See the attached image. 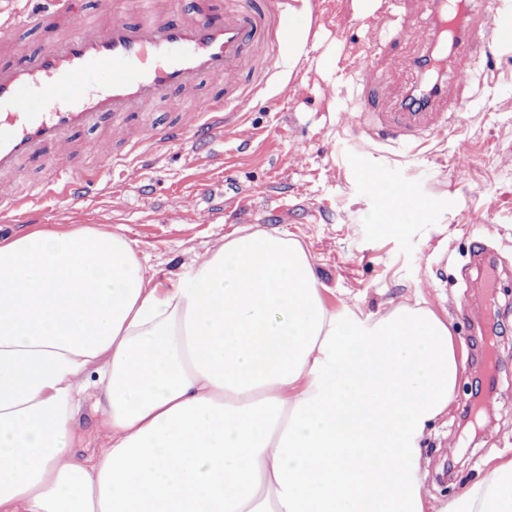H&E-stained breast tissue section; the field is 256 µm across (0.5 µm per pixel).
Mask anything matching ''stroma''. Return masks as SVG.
Instances as JSON below:
<instances>
[{
  "label": "stroma",
  "instance_id": "obj_1",
  "mask_svg": "<svg viewBox=\"0 0 512 512\" xmlns=\"http://www.w3.org/2000/svg\"><path fill=\"white\" fill-rule=\"evenodd\" d=\"M364 2L311 0L307 58L296 68L286 66V44L272 34L261 39L276 71L246 117L254 132L249 147L230 136L176 146L149 161L136 183L81 151L76 166L100 171L99 191L45 203L35 227L53 234L96 224L124 234L148 265L171 278L236 229L285 231L304 246L329 306L349 307L364 319L398 303L427 304L465 351L454 400L422 441V493L436 502L483 476L488 458L512 454V48L478 59L465 85H449V98L471 111L457 131L409 146L378 142L346 122L357 94L352 69L373 57L387 96L404 95L412 77L392 58L425 48L431 6L405 0L397 49L375 52L367 33L376 18ZM189 105L167 93L124 120L121 133L107 119L73 142L108 134L118 149L137 123L169 122ZM364 165L386 170L393 189L419 199L420 210L401 229L378 222L377 196L360 177ZM201 182L208 191L199 196ZM485 247L500 273L493 288L480 287L470 267ZM94 400L87 389L77 417L85 454L110 445Z\"/></svg>",
  "mask_w": 512,
  "mask_h": 512
}]
</instances>
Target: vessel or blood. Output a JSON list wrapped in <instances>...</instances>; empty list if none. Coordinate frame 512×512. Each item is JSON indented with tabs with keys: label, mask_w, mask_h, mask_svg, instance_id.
<instances>
[{
	"label": "vessel or blood",
	"mask_w": 512,
	"mask_h": 512,
	"mask_svg": "<svg viewBox=\"0 0 512 512\" xmlns=\"http://www.w3.org/2000/svg\"><path fill=\"white\" fill-rule=\"evenodd\" d=\"M291 3L265 0L257 9L231 0L220 19L188 15L174 21L167 0H140L137 16L116 12L105 26L80 18L76 0L0 4L1 36H14L43 11L69 27L41 51L19 50L14 61L0 65V222L30 223L42 198L82 199L95 190L99 174L79 171L71 163L75 131L107 117H129L164 93L190 92L204 78L222 88V95L184 111L172 123L139 124L131 155L144 158L187 142L220 140L228 133L249 144L253 133L245 117L259 88L242 86L243 66L264 29H272L283 42L293 36ZM432 24L433 38L424 54L394 60L396 67L418 76L400 103L384 97L382 73L364 61L356 120L369 136L413 142L460 122L465 105L449 102L444 80H432L431 72L476 51L492 56L512 44V0H492L483 12L473 0H432ZM105 72L112 75L110 83L93 91ZM44 153L56 170L54 183L30 197L17 195L12 177L23 161Z\"/></svg>",
	"instance_id": "b4317fda"
}]
</instances>
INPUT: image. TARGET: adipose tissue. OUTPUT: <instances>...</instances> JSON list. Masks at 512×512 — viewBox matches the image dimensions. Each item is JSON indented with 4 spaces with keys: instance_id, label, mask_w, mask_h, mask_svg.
Instances as JSON below:
<instances>
[{
    "instance_id": "ef3b65f1",
    "label": "adipose tissue",
    "mask_w": 512,
    "mask_h": 512,
    "mask_svg": "<svg viewBox=\"0 0 512 512\" xmlns=\"http://www.w3.org/2000/svg\"><path fill=\"white\" fill-rule=\"evenodd\" d=\"M462 365L430 307H329L285 232L161 283L123 234L29 231L0 241V512H512V457L422 494ZM86 376L112 431L91 458Z\"/></svg>"
}]
</instances>
